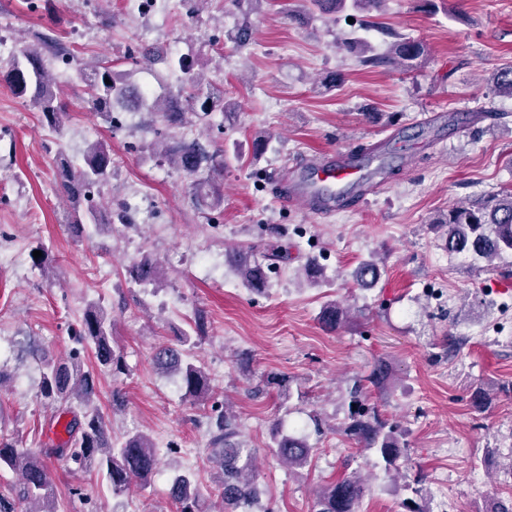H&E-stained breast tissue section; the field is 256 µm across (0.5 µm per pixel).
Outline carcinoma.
<instances>
[{"mask_svg": "<svg viewBox=\"0 0 512 512\" xmlns=\"http://www.w3.org/2000/svg\"><path fill=\"white\" fill-rule=\"evenodd\" d=\"M388 44L383 53H376L367 43L346 41L344 47L361 54V63L370 67H397L409 69L427 55L423 44L405 38L390 28L381 29ZM58 56L55 46L46 42L20 47L13 58L7 82L19 96L29 101L42 114L51 128L61 127L67 114L65 104L58 97L51 79V58ZM180 71L185 75L177 93H164L152 100L135 93L127 76L112 70V64L101 63L86 73L89 88L87 106L92 112L111 115L117 107L136 111L147 109L164 124L177 127L183 110L188 108L199 119L213 112H230L235 103L224 94L204 85L199 64L181 59ZM497 93L512 97V65L500 68L494 75ZM169 161L192 177L195 200L210 208L223 203L221 185L205 170L216 171L223 166L222 155L212 153L196 141H182L168 147ZM112 170L110 145L97 140L85 150L82 160L74 162L62 157L57 164L59 186L70 205L69 227L73 235L84 234L91 224L101 231L111 226V220L92 204L91 194L103 183ZM441 246L450 255L465 254L488 262L512 254V192L501 191L487 195L467 205H457L435 224ZM259 252L261 258L254 257ZM234 261L243 286L251 293L263 294L269 288L265 266L288 259V251L279 245L263 243L248 251L237 253ZM129 278L138 283L158 281L160 266L146 258L128 266ZM304 281L319 287L324 279L323 269L314 259L302 268ZM381 277L379 262L370 258L360 264L355 278L365 286H373ZM349 308L337 301L325 303L319 319L331 330H338L349 322ZM206 317L199 313L194 321V334L181 337L184 346L193 347L204 337ZM72 340L76 347L67 357H55L36 341L26 342L24 350L38 361L40 372V400L50 406L57 416H67L68 439L53 448H20L16 442L0 436V473L9 471L17 477V496L0 492V512H58L54 482L46 460L60 457L83 471L92 469L102 476L115 495L126 492L133 485L144 486L160 467V459L150 437L137 433L120 446L112 444L110 416L94 405L97 397L96 375L84 369L78 360L81 350L89 347L99 366L114 376L128 371L124 356L112 347V316L96 302H89L74 329ZM155 366L162 372L173 371L180 376L185 395L195 400L205 399L210 393V377L204 366L181 353L161 349L155 354ZM391 371L387 363H378L365 381L375 387L389 382ZM360 382L350 390L351 403L344 433L374 454L377 463L387 470L399 469L398 461L406 455V442L402 432L383 419L377 410L362 398ZM212 461L219 464L221 483L216 501L203 495L196 480L186 474L177 475L170 487V499L178 512H224V504L245 507L253 503L257 487L253 480V457L233 442L237 435V417L226 406L210 417L208 423ZM272 451L275 457L290 468H305L311 461L312 448L306 439L296 435H283L273 429ZM365 487L361 476L352 472L331 483L316 498L313 512H360ZM26 507H21V504Z\"/></svg>", "mask_w": 512, "mask_h": 512, "instance_id": "1", "label": "carcinoma"}]
</instances>
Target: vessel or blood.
Wrapping results in <instances>:
<instances>
[{"label":"vessel or blood","instance_id":"b4317fda","mask_svg":"<svg viewBox=\"0 0 512 512\" xmlns=\"http://www.w3.org/2000/svg\"><path fill=\"white\" fill-rule=\"evenodd\" d=\"M372 180V172L352 154L307 164L291 173L288 187L279 194L282 204L303 203L310 211L331 214L336 210V191L346 188L363 192Z\"/></svg>","mask_w":512,"mask_h":512}]
</instances>
